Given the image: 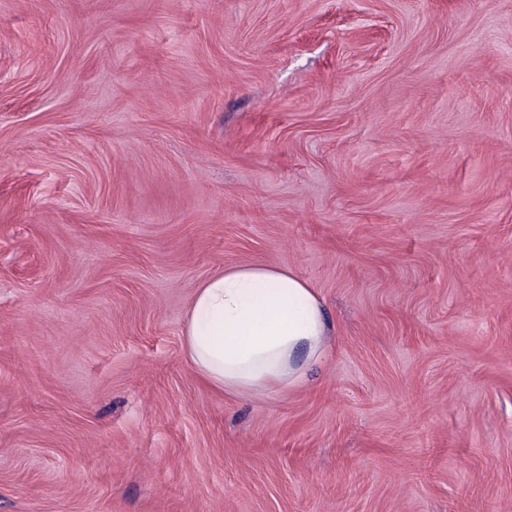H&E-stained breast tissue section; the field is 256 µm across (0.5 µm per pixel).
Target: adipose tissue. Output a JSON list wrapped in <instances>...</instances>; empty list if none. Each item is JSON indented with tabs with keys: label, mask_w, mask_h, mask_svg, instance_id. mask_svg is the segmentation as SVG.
I'll use <instances>...</instances> for the list:
<instances>
[{
	"label": "adipose tissue",
	"mask_w": 512,
	"mask_h": 512,
	"mask_svg": "<svg viewBox=\"0 0 512 512\" xmlns=\"http://www.w3.org/2000/svg\"><path fill=\"white\" fill-rule=\"evenodd\" d=\"M328 329L320 295L295 271L229 266L196 288L183 349L206 384L243 398L302 385L327 355Z\"/></svg>",
	"instance_id": "1"
}]
</instances>
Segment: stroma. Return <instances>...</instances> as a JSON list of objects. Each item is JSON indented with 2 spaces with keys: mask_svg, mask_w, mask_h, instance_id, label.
<instances>
[{
  "mask_svg": "<svg viewBox=\"0 0 512 512\" xmlns=\"http://www.w3.org/2000/svg\"><path fill=\"white\" fill-rule=\"evenodd\" d=\"M232 265L304 386L187 360ZM0 512H512V0H0ZM320 295L287 267H224L196 288L184 353L211 388L239 398L302 385L327 355Z\"/></svg>",
  "mask_w": 512,
  "mask_h": 512,
  "instance_id": "35a3bbf8",
  "label": "stroma"
}]
</instances>
